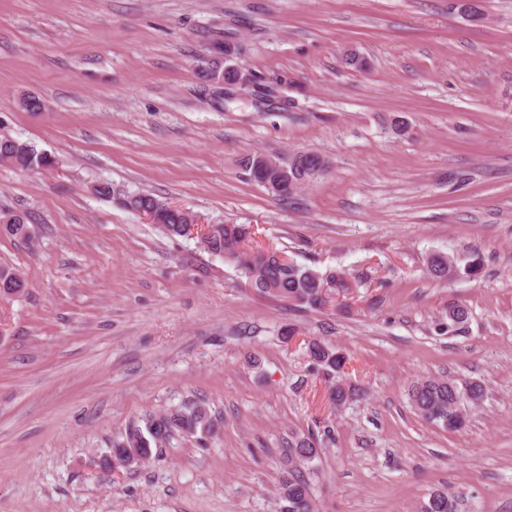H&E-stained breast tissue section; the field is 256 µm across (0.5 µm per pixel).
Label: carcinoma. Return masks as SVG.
Returning <instances> with one entry per match:
<instances>
[{"instance_id": "1", "label": "carcinoma", "mask_w": 512, "mask_h": 512, "mask_svg": "<svg viewBox=\"0 0 512 512\" xmlns=\"http://www.w3.org/2000/svg\"><path fill=\"white\" fill-rule=\"evenodd\" d=\"M240 49L221 39L210 45L209 53L200 58L199 76L204 82L217 78L226 83L235 80L225 70L224 56L237 54ZM282 185L268 192L282 201L295 199L308 183L326 171L317 154L292 153L274 156ZM0 164L24 172L49 169L56 160L27 142L10 135L0 134ZM125 207L136 212L142 210L152 218L158 229L168 237H185V226L193 223L190 212L169 205L154 195L138 192L124 196ZM30 217L21 210L0 208V234L24 241L31 239ZM201 247L211 255L232 264L244 275L251 288L258 294L296 307L323 309L335 294L349 290L352 284L342 271L321 272L284 257L274 250L255 249L248 245L251 230L245 224H209L198 235ZM480 264L460 260L445 254H433L427 260L428 275L435 280H447L463 271L475 275ZM26 283L17 270L0 265V294L19 295L25 292ZM306 355L313 368L321 372L328 382V397L340 407L350 398V391L343 382L347 355L336 347L316 339L306 344ZM486 396L485 386L477 381L458 383L447 377L429 376L418 379L408 389L411 405L420 417L445 430L456 431L465 423L464 405L479 406ZM177 431L194 436L215 433V424L206 404L199 403L168 413L147 415L143 425L126 433L121 440L112 442V467L141 466L152 459V451L165 445ZM315 438L300 437L288 444L284 455L288 461L279 484L277 505L279 512H313V491L306 475L309 464L320 455ZM462 493L446 488L435 489L428 500L421 504L420 512H459Z\"/></svg>"}]
</instances>
